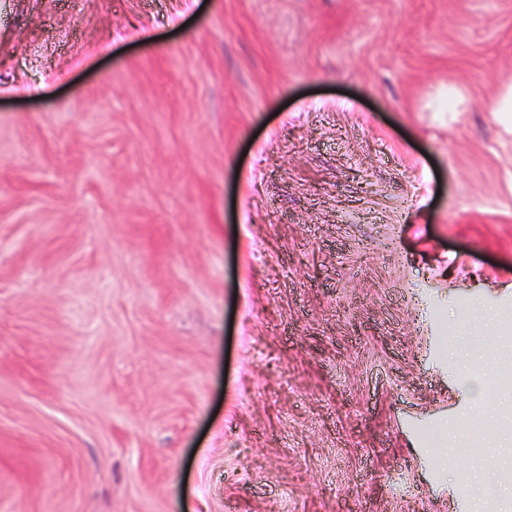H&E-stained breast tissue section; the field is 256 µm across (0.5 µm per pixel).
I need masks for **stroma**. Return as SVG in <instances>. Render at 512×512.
Returning <instances> with one entry per match:
<instances>
[{
	"label": "stroma",
	"mask_w": 512,
	"mask_h": 512,
	"mask_svg": "<svg viewBox=\"0 0 512 512\" xmlns=\"http://www.w3.org/2000/svg\"><path fill=\"white\" fill-rule=\"evenodd\" d=\"M510 89L512 0H0V512H512Z\"/></svg>",
	"instance_id": "1"
}]
</instances>
